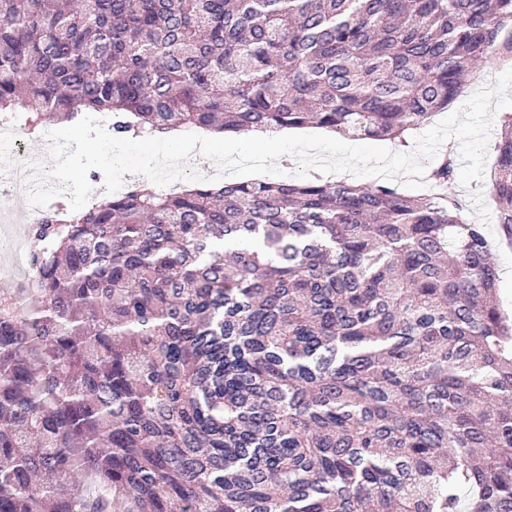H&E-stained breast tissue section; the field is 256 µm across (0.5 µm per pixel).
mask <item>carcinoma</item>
Instances as JSON below:
<instances>
[{
	"label": "carcinoma",
	"mask_w": 512,
	"mask_h": 512,
	"mask_svg": "<svg viewBox=\"0 0 512 512\" xmlns=\"http://www.w3.org/2000/svg\"><path fill=\"white\" fill-rule=\"evenodd\" d=\"M489 60L512 0H0V115L33 130L396 139ZM29 238L0 297V512H512V320L452 196L137 182Z\"/></svg>",
	"instance_id": "carcinoma-1"
}]
</instances>
